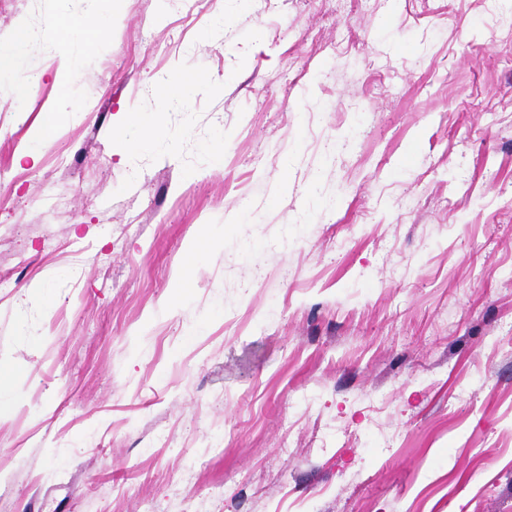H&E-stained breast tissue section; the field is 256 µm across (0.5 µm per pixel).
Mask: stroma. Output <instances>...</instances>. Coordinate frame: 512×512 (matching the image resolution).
Listing matches in <instances>:
<instances>
[{"instance_id": "obj_1", "label": "stroma", "mask_w": 512, "mask_h": 512, "mask_svg": "<svg viewBox=\"0 0 512 512\" xmlns=\"http://www.w3.org/2000/svg\"><path fill=\"white\" fill-rule=\"evenodd\" d=\"M1 50L0 512H512V0H0ZM201 84V78L190 75L182 80L164 82L159 86V93L168 101H187ZM148 123V120L140 117L137 113L123 112L121 120L115 128V133L126 142L131 151H135L144 145L145 140L139 135L135 138L127 139V134L131 129H136L140 132L148 126Z\"/></svg>"}]
</instances>
